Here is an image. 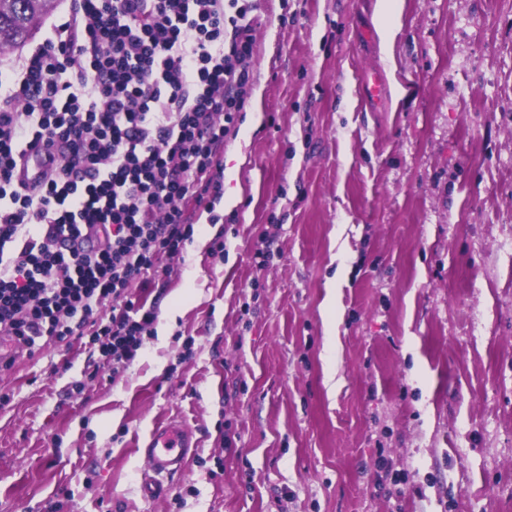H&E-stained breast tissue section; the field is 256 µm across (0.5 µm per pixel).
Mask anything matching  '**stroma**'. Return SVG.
<instances>
[{
  "label": "stroma",
  "mask_w": 512,
  "mask_h": 512,
  "mask_svg": "<svg viewBox=\"0 0 512 512\" xmlns=\"http://www.w3.org/2000/svg\"><path fill=\"white\" fill-rule=\"evenodd\" d=\"M381 10L258 0L223 256L164 259L130 364L0 369V512H512V0H403L387 50ZM165 420L198 444L149 499ZM387 86L382 76L374 75L366 78L362 84L360 97L361 105L364 108H373L374 105L384 98Z\"/></svg>",
  "instance_id": "obj_1"
}]
</instances>
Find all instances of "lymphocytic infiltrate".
I'll use <instances>...</instances> for the list:
<instances>
[{"mask_svg": "<svg viewBox=\"0 0 512 512\" xmlns=\"http://www.w3.org/2000/svg\"><path fill=\"white\" fill-rule=\"evenodd\" d=\"M256 0H70L0 86V330L88 338L134 360L156 319L135 290L223 195L250 95ZM42 146V182L22 180ZM99 246L86 251L85 228Z\"/></svg>", "mask_w": 512, "mask_h": 512, "instance_id": "f902f5d3", "label": "lymphocytic infiltrate"}]
</instances>
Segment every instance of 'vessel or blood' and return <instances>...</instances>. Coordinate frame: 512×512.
<instances>
[{"instance_id":"b4317fda","label":"vessel or blood","mask_w":512,"mask_h":512,"mask_svg":"<svg viewBox=\"0 0 512 512\" xmlns=\"http://www.w3.org/2000/svg\"><path fill=\"white\" fill-rule=\"evenodd\" d=\"M386 90L387 86L382 76L375 75L364 80L360 92L362 107H374L384 98ZM192 440V429L175 421L159 425L151 431L142 448L150 472L142 485L147 497L154 499L164 494L161 477L183 468Z\"/></svg>"}]
</instances>
